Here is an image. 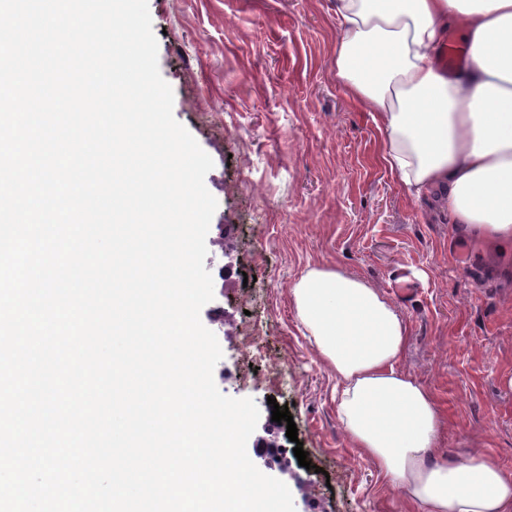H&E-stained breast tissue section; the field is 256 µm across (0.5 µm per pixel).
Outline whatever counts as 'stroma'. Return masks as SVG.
Segmentation results:
<instances>
[{"label": "stroma", "instance_id": "stroma-1", "mask_svg": "<svg viewBox=\"0 0 512 512\" xmlns=\"http://www.w3.org/2000/svg\"><path fill=\"white\" fill-rule=\"evenodd\" d=\"M148 6L173 115L214 161L206 244L226 257L200 319L218 332L220 392L261 408L248 446L274 453L254 464L287 484L295 512H406L349 441L332 400L336 377L297 317L291 287L320 264L377 288L406 320L401 368L437 399L440 458L484 448L512 469V245L458 266L456 246L482 237L449 224L438 194L411 199L377 163L381 136L333 72L335 0ZM249 332L283 366L246 363ZM271 397L288 406L297 441L272 422ZM298 441L309 467L294 455Z\"/></svg>", "mask_w": 512, "mask_h": 512}]
</instances>
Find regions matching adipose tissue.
<instances>
[{
  "label": "adipose tissue",
  "mask_w": 512,
  "mask_h": 512,
  "mask_svg": "<svg viewBox=\"0 0 512 512\" xmlns=\"http://www.w3.org/2000/svg\"><path fill=\"white\" fill-rule=\"evenodd\" d=\"M336 17L334 73L380 131L382 167L414 198L444 188L451 223L512 242V0H336ZM452 29L467 63L450 76ZM291 292L350 442L410 512H512V470L491 453L436 457L439 407L400 367L409 330L387 296L321 265Z\"/></svg>",
  "instance_id": "ef3b65f1"
}]
</instances>
